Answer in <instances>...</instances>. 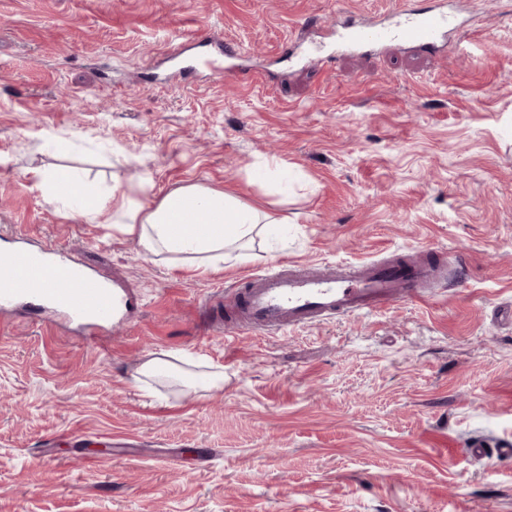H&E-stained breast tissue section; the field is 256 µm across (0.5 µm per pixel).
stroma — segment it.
<instances>
[{
  "instance_id": "obj_1",
  "label": "stroma",
  "mask_w": 512,
  "mask_h": 512,
  "mask_svg": "<svg viewBox=\"0 0 512 512\" xmlns=\"http://www.w3.org/2000/svg\"><path fill=\"white\" fill-rule=\"evenodd\" d=\"M436 52L307 50L397 0H0V247L62 249L127 325L0 311V512H512V0H453ZM194 42L183 45L182 40ZM230 43L228 77L180 73ZM66 168L148 207L179 186L279 219L203 275L48 202ZM443 260L425 302L225 337L209 303L276 262ZM160 353L222 390L144 382Z\"/></svg>"
}]
</instances>
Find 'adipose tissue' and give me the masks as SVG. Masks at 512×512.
<instances>
[{"instance_id":"1","label":"adipose tissue","mask_w":512,"mask_h":512,"mask_svg":"<svg viewBox=\"0 0 512 512\" xmlns=\"http://www.w3.org/2000/svg\"><path fill=\"white\" fill-rule=\"evenodd\" d=\"M41 180L57 206L78 204L80 213L92 220L111 213L113 223L146 254L168 256L202 274L242 249L268 222L237 197L196 184L176 188L146 208L89 192L67 171L42 172Z\"/></svg>"}]
</instances>
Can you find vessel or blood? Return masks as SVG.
Instances as JSON below:
<instances>
[{"mask_svg":"<svg viewBox=\"0 0 512 512\" xmlns=\"http://www.w3.org/2000/svg\"><path fill=\"white\" fill-rule=\"evenodd\" d=\"M456 16L447 6L423 13L403 10L390 25L350 23L346 45L395 42L414 49L436 48ZM433 267L420 261L395 259L349 265H285L246 277L234 293L233 330L267 333L307 327L337 315L356 316L403 301H426L432 294ZM29 298L44 311L62 312L76 322L120 319L128 301L63 253L20 245L0 256V308ZM469 456L512 460V443L487 449L482 440L468 443Z\"/></svg>","mask_w":512,"mask_h":512,"instance_id":"1","label":"vessel or blood"}]
</instances>
